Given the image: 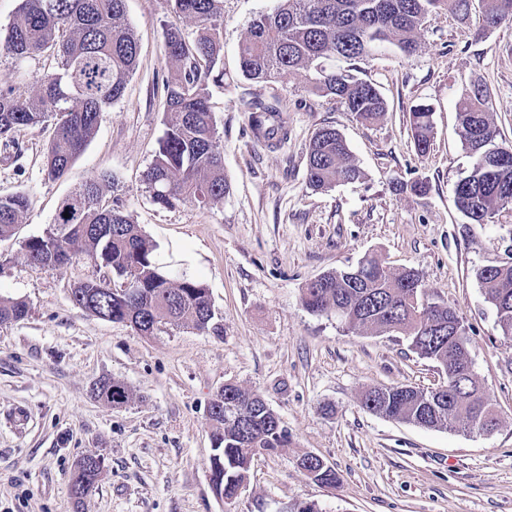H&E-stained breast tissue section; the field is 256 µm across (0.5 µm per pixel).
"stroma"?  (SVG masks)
I'll list each match as a JSON object with an SVG mask.
<instances>
[{
	"label": "stroma",
	"mask_w": 512,
	"mask_h": 512,
	"mask_svg": "<svg viewBox=\"0 0 512 512\" xmlns=\"http://www.w3.org/2000/svg\"><path fill=\"white\" fill-rule=\"evenodd\" d=\"M278 0H224V80L209 88L222 136L230 192L221 206L154 205L143 184L167 130L164 31L191 32L166 0H125L140 44L123 96L68 173L42 170L51 128L22 127L0 139V195L22 193L29 209L14 237L0 241V298L28 305L24 320L0 325V512H512V337L497 329L479 268L512 262V225L472 224L454 189L472 159L461 142L457 103L472 84L491 92L497 141L512 146V24L478 33L474 20L442 12L404 56L388 47L357 61L387 110L373 126L313 93L305 74L250 80L238 48L252 21ZM56 64L0 54V80L29 97ZM279 96L288 139L258 142L243 100ZM432 108L430 151L418 157L413 105ZM332 126L345 137L363 179L321 192L308 187L306 147ZM113 175L126 213L178 273L203 282L221 333L160 327L151 337L91 316L71 299L78 266L30 267L23 240L43 234L62 199L87 179ZM426 182L427 195L408 191ZM381 258L392 271H418L430 298L453 308L466 349L501 424L489 434L437 430L364 411L372 387L434 388L444 374L395 331H353L306 310L307 282ZM123 381L131 402L112 407L93 385ZM256 391L292 436L290 448L258 454L236 499L211 483L208 404L224 383ZM25 408L15 428L10 412ZM314 453L340 481H313L297 464ZM101 457L93 491L76 502L72 477L83 457Z\"/></svg>",
	"instance_id": "stroma-1"
}]
</instances>
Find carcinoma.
<instances>
[{
  "mask_svg": "<svg viewBox=\"0 0 512 512\" xmlns=\"http://www.w3.org/2000/svg\"><path fill=\"white\" fill-rule=\"evenodd\" d=\"M172 12L194 24L191 33L172 27L164 33L167 75V130L144 174L151 201L164 208L178 202L201 207L223 204L229 185L216 120L209 106V85L224 81L223 0H167ZM472 0H281L270 14L250 26L239 46V66L248 79H268L308 72L312 92L346 106L362 124L377 122L386 101L349 64L390 44L404 55L417 47V30L440 10L468 17ZM125 0H20L11 23L0 34V51L15 59L56 52L53 71L37 81L24 100L13 97L0 81V138L27 126L52 125L44 153L50 179L62 177L95 136L103 113L124 93L139 57L137 37L125 19ZM512 21V0H479L478 30L491 33ZM343 60L348 66H336ZM488 87L473 86L458 104L462 145L473 158L469 173L455 187V204L471 224H490L512 213V152L495 143ZM253 131L281 142L288 137L281 99L253 100ZM410 130L418 156L427 155L432 134V108L410 110ZM307 184L314 191L363 178L349 146L334 127L319 129L306 153ZM112 201H106L109 191ZM117 188L109 177H93L76 187L59 205L41 236L22 243L29 264L66 270L83 261L94 268L71 288L72 302L85 313L126 323L141 336L162 325L217 332L208 288L178 276L160 261L155 246L123 212ZM29 209L25 195H0V240L15 234ZM351 270L323 273L302 289V302L318 315L336 316L348 329L401 333L420 357L434 362L446 383L432 390L410 386L373 387L364 392V410L431 429H452L457 423L478 433L500 425L476 378L466 348L441 334L448 325V305L436 302L424 312L410 296L422 291L417 271L393 272L374 256ZM483 294L497 311V327L512 336V263L482 267L476 272ZM130 281L124 291L114 280ZM22 300L0 299V324L26 317ZM93 395L115 407L132 399L123 382L101 379ZM213 489L226 500L246 485L254 456L289 447L288 431L262 396L226 383L209 404ZM103 472L100 458L87 456L76 464L72 493L81 501Z\"/></svg>",
  "mask_w": 512,
  "mask_h": 512,
  "instance_id": "cac0c4a2",
  "label": "carcinoma"
}]
</instances>
